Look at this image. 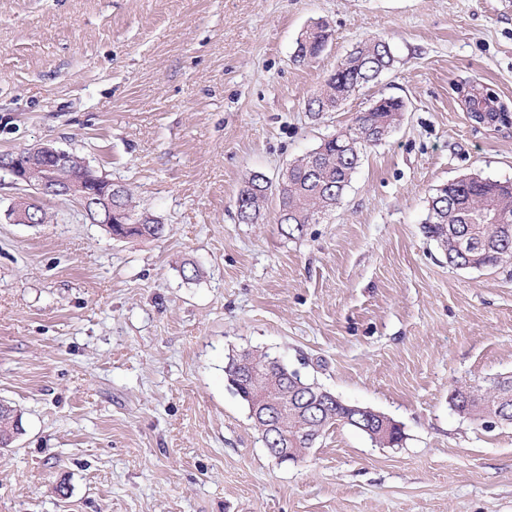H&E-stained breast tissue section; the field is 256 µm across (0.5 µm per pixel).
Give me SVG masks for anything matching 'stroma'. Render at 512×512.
Segmentation results:
<instances>
[{"instance_id":"1","label":"stroma","mask_w":512,"mask_h":512,"mask_svg":"<svg viewBox=\"0 0 512 512\" xmlns=\"http://www.w3.org/2000/svg\"><path fill=\"white\" fill-rule=\"evenodd\" d=\"M318 19L331 40L299 64ZM375 35L391 69L311 117ZM476 84L512 109V0H0V154L52 142L165 225L114 239L66 201L13 224L0 171V402L22 426L0 512H512V424L450 403L512 375V266L452 268L423 232L439 186L512 181V124L469 119ZM382 96L406 110L325 219L289 233L273 196L238 220L251 174L279 183ZM245 349L402 442L337 423L274 459L224 375ZM330 38L331 31L325 22L318 20L309 24L296 41L295 62L305 64L317 58L325 50Z\"/></svg>"}]
</instances>
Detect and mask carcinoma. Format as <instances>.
<instances>
[{
  "mask_svg": "<svg viewBox=\"0 0 512 512\" xmlns=\"http://www.w3.org/2000/svg\"><path fill=\"white\" fill-rule=\"evenodd\" d=\"M331 31L321 21L309 24L296 41L294 60L305 64L317 58L328 45ZM394 57L389 43L381 37L360 42L337 65L326 80L320 94L310 98L307 111L319 116L335 111L353 92L375 81L390 68ZM405 103L399 98H381L365 112L359 113L354 125L322 140L309 154L291 163L278 186V210L275 222L294 226L297 232L305 224H316L342 199L360 161L363 145H377L392 132ZM269 181L261 174L251 176L236 198L238 218L244 223L258 221L268 202ZM499 215L512 219V183L483 177L462 179L437 189L432 198L426 225L427 236L437 242L456 267L463 261L459 242L473 234L471 256L484 267H497L512 262V224H491L489 217ZM116 237L158 239L164 225L146 212L129 211L128 223L110 226ZM227 379H238L240 390L247 396L257 383L242 374L233 357L224 367ZM301 393L298 403L302 414L288 417V447L303 451L307 440L303 432L326 429L337 422L353 425L352 415L344 407L333 405L320 410L307 402ZM455 411L474 421H487L500 414L512 416V376L502 377L495 384L475 392L472 387L454 391ZM18 415L0 417V444L8 448L19 432Z\"/></svg>",
  "mask_w": 512,
  "mask_h": 512,
  "instance_id": "carcinoma-1",
  "label": "carcinoma"
}]
</instances>
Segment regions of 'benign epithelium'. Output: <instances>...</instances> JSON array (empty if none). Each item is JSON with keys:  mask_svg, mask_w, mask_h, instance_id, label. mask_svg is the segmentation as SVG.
Wrapping results in <instances>:
<instances>
[{"mask_svg": "<svg viewBox=\"0 0 512 512\" xmlns=\"http://www.w3.org/2000/svg\"><path fill=\"white\" fill-rule=\"evenodd\" d=\"M72 160L71 153L47 143L1 156L0 169L24 190L23 198L15 200L7 210V218L15 224H34V216L44 210L45 202L66 200L75 203L92 224L105 227L115 220L127 222L125 213H112V195L121 186L87 163L75 166ZM288 407V396L278 391L273 378L267 381L265 390L254 392L252 397V414L257 423L282 444L268 449L276 457L295 454V449L288 447L285 433Z\"/></svg>", "mask_w": 512, "mask_h": 512, "instance_id": "7a95c632", "label": "benign epithelium"}]
</instances>
